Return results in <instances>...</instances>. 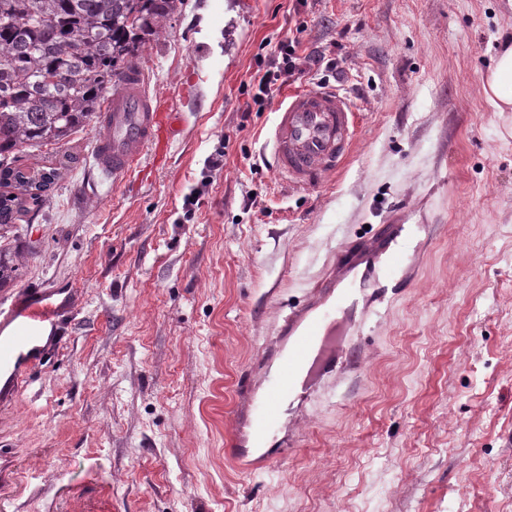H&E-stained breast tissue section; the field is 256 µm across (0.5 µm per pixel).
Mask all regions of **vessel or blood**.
<instances>
[{
  "instance_id": "b4317fda",
  "label": "vessel or blood",
  "mask_w": 512,
  "mask_h": 512,
  "mask_svg": "<svg viewBox=\"0 0 512 512\" xmlns=\"http://www.w3.org/2000/svg\"><path fill=\"white\" fill-rule=\"evenodd\" d=\"M175 111L154 96L144 71L126 70L112 85L94 132L100 169L116 180L136 171L142 157L162 162L174 137ZM358 114L338 90L306 87L288 92L274 113L267 143L278 179L298 189H315L348 160ZM412 224H383L369 237L342 244L316 287L284 317L277 335L264 343L237 391L225 456L242 464L248 449L257 465L271 463L285 447L282 430L297 427L311 396L328 377L356 369L350 334L367 297H386L410 259L403 242ZM61 309L53 295L18 300L0 325V370L10 388L21 387L41 356L45 330L56 327Z\"/></svg>"
}]
</instances>
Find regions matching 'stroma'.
Returning <instances> with one entry per match:
<instances>
[{"instance_id":"35a3bbf8","label":"stroma","mask_w":512,"mask_h":512,"mask_svg":"<svg viewBox=\"0 0 512 512\" xmlns=\"http://www.w3.org/2000/svg\"><path fill=\"white\" fill-rule=\"evenodd\" d=\"M299 30L359 114L341 174L283 185L263 149L276 100L252 78ZM512 0H184L138 57L181 115L169 156L113 183L94 126L23 147L58 169L0 248V307H70L27 388L0 403V512H512V112L482 79ZM224 151V166L209 155ZM198 190L199 203L184 197ZM417 224V261L270 467L224 460L236 390L337 246Z\"/></svg>"}]
</instances>
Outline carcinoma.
<instances>
[{
    "mask_svg": "<svg viewBox=\"0 0 512 512\" xmlns=\"http://www.w3.org/2000/svg\"><path fill=\"white\" fill-rule=\"evenodd\" d=\"M182 0H0V231L43 198L14 166L19 148L58 142L96 117L112 79L134 63Z\"/></svg>",
    "mask_w": 512,
    "mask_h": 512,
    "instance_id": "1",
    "label": "carcinoma"
}]
</instances>
